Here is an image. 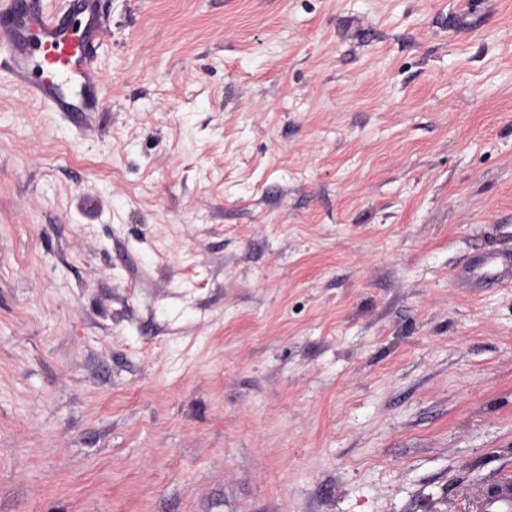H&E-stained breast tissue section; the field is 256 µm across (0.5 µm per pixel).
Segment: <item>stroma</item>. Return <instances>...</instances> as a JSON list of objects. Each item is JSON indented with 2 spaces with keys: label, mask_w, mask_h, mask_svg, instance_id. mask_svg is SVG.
I'll use <instances>...</instances> for the list:
<instances>
[{
  "label": "stroma",
  "mask_w": 512,
  "mask_h": 512,
  "mask_svg": "<svg viewBox=\"0 0 512 512\" xmlns=\"http://www.w3.org/2000/svg\"><path fill=\"white\" fill-rule=\"evenodd\" d=\"M103 9L104 111L0 67V512H474L512 0Z\"/></svg>",
  "instance_id": "1"
}]
</instances>
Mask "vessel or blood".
I'll list each match as a JSON object with an SVG mask.
<instances>
[{"instance_id":"vessel-or-blood-1","label":"vessel or blood","mask_w":512,"mask_h":512,"mask_svg":"<svg viewBox=\"0 0 512 512\" xmlns=\"http://www.w3.org/2000/svg\"><path fill=\"white\" fill-rule=\"evenodd\" d=\"M78 14L88 15L86 27L76 26ZM106 27L101 0H70L67 11L52 16L44 15L41 0H0V55L36 102L55 112H99L105 76L96 60Z\"/></svg>"}]
</instances>
